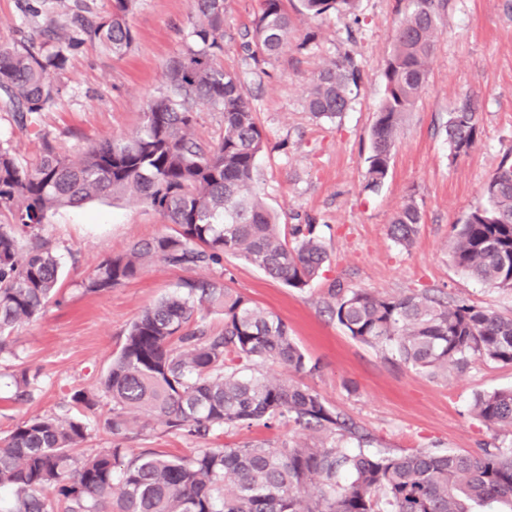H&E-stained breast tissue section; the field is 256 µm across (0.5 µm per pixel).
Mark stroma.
I'll return each instance as SVG.
<instances>
[{"label": "stroma", "mask_w": 512, "mask_h": 512, "mask_svg": "<svg viewBox=\"0 0 512 512\" xmlns=\"http://www.w3.org/2000/svg\"><path fill=\"white\" fill-rule=\"evenodd\" d=\"M259 6L260 0H227L220 63L240 76L263 132L257 166L265 206L279 223L314 225L329 263L302 291L228 255L220 268L178 269L155 261L137 279L89 294L82 283L99 260L170 226L129 198L100 197L59 209L43 234L61 261V290L57 302L15 327L9 350L0 353V439L21 420L49 415L86 423L87 438L75 459L109 450L112 436L103 427L109 405L84 411L72 405L71 394L96 390L146 307L182 281L200 279L226 283L287 323L304 353L322 366L307 385L369 432L375 447L462 451L512 444V427L487 425L470 412L474 394L512 387V366L478 361L464 374L433 379L392 351L353 340L327 309L334 288L391 297L428 290L512 315V289L487 287L460 272L448 255L454 225L482 200L502 159H512V0H448L427 83L405 117L388 176L375 190L365 179L370 133L408 0H357L353 15L315 19L303 14L299 0H286L290 43L258 65L244 44ZM111 9L112 0H0V46L40 41L48 26L71 43L66 70L53 76L61 94L31 125L21 126L0 107V146L21 163L35 165L48 145L76 160L101 141L131 135L147 101L165 94L162 72L185 49L190 0H138L130 19L135 41L120 57L70 24L72 15L97 21ZM346 55L360 68L348 110L332 120L314 118L306 109L307 84L318 69ZM467 100L476 108L478 138L469 153L456 156L445 125ZM411 200L422 221L412 246L404 248L391 240L389 225ZM24 369L38 376L28 401L15 397V378ZM310 437L288 424L231 427L195 439L142 417L131 424L123 446L130 456L150 450L185 457L198 448Z\"/></svg>", "instance_id": "obj_1"}]
</instances>
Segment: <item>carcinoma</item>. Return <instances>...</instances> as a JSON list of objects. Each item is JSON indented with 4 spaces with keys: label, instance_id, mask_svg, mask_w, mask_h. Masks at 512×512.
Wrapping results in <instances>:
<instances>
[{
    "label": "carcinoma",
    "instance_id": "carcinoma-1",
    "mask_svg": "<svg viewBox=\"0 0 512 512\" xmlns=\"http://www.w3.org/2000/svg\"><path fill=\"white\" fill-rule=\"evenodd\" d=\"M311 18L351 13L355 0H301ZM137 0H112L100 22L74 24L125 54L134 36L129 17ZM447 0H410L385 67L384 98L371 129L367 187L388 176L399 129L426 83L441 11ZM225 0H191L184 52L163 71L166 95L149 102L129 136L90 147L77 161L47 149L33 167L0 147V353L12 330L32 321L58 292L60 262L40 235L50 213L101 195L130 197L161 215L172 232L102 258L83 282L102 294L138 278L159 261L174 268L223 265L232 255L290 288L304 290L329 261L311 224L281 225L259 199L255 171L263 134L239 76L224 69ZM293 21L284 0H261L251 41L254 61L288 46ZM67 63L65 50L0 47V104L19 121L52 104L61 92L50 72ZM360 71L344 56L318 70L306 106L334 119L351 102ZM222 113L219 140L194 134L199 107ZM448 147L458 156L477 140L470 103L451 113ZM422 215L413 201L392 218L394 242L409 247ZM450 256L461 272L491 288H512V165L502 163L484 201L454 226ZM330 313L348 335L389 348L431 378L464 371L480 360L512 365V316L428 291L388 298L366 289L332 290ZM224 316V326L207 324ZM320 371L288 325L218 281L186 280L182 289L146 309L129 327L101 381V395L83 390L71 401L93 410L112 402L104 427L114 436L144 415L168 432L206 436L225 426L271 427L290 422L320 441L270 446L246 443L202 448L170 459L156 452L132 457L116 472L120 445L74 466L72 451L87 427L80 419L32 416L0 440V489L14 493L9 512H512V444L475 451L398 454L371 448L373 438L330 408L309 386L270 379L260 367ZM472 413L489 425L512 426V387L474 395Z\"/></svg>",
    "mask_w": 512,
    "mask_h": 512
}]
</instances>
